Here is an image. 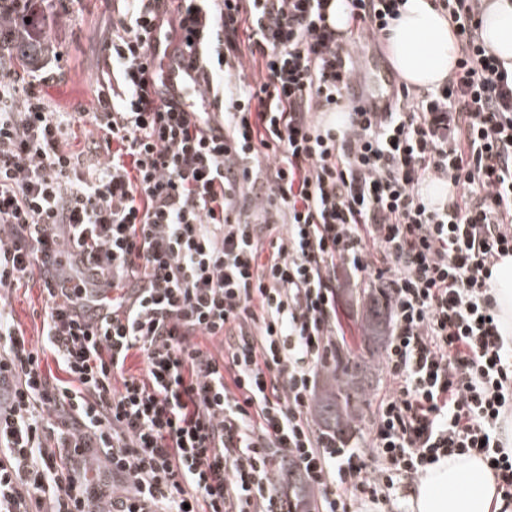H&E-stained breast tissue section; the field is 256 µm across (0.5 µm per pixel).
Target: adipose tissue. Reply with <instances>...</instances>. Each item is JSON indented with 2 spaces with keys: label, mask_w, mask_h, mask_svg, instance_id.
Masks as SVG:
<instances>
[{
  "label": "adipose tissue",
  "mask_w": 512,
  "mask_h": 512,
  "mask_svg": "<svg viewBox=\"0 0 512 512\" xmlns=\"http://www.w3.org/2000/svg\"><path fill=\"white\" fill-rule=\"evenodd\" d=\"M483 39L496 56L512 61V0H486ZM388 60L404 83L427 88L448 78L457 55L448 19L433 0H404L385 40ZM492 286L502 336L512 339V256L493 270ZM494 475L480 457H443L431 465L409 496L410 512H494Z\"/></svg>",
  "instance_id": "adipose-tissue-1"
}]
</instances>
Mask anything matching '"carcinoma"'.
Returning <instances> with one entry per match:
<instances>
[{"label":"carcinoma","mask_w":512,"mask_h":512,"mask_svg":"<svg viewBox=\"0 0 512 512\" xmlns=\"http://www.w3.org/2000/svg\"><path fill=\"white\" fill-rule=\"evenodd\" d=\"M54 0H0V44L8 41L15 49V60L23 70L39 66L52 50V44L42 35V22ZM30 22H25V19ZM363 329L361 342L367 355L352 358L340 351L328 367L324 389L317 399L323 425L343 437L351 431L361 416L360 398L366 384L376 371L375 352L383 347L389 330L386 303L374 290L363 291L361 306ZM296 494L289 495L294 512H313L312 493L293 485Z\"/></svg>","instance_id":"obj_1"}]
</instances>
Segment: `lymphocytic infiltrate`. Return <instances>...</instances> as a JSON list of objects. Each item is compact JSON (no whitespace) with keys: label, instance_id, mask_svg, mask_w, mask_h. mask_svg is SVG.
I'll return each mask as SVG.
<instances>
[{"label":"lymphocytic infiltrate","instance_id":"obj_1","mask_svg":"<svg viewBox=\"0 0 512 512\" xmlns=\"http://www.w3.org/2000/svg\"><path fill=\"white\" fill-rule=\"evenodd\" d=\"M329 2L121 0L91 112L0 70V295L35 274L45 297L43 347L0 312V512H288L291 468L315 512H356L443 456L480 457L512 499L490 294L512 255V65L484 45L483 0H436L447 81L365 111L358 60L402 0H349L356 39ZM343 105V130L322 123ZM74 120L102 141L64 150ZM345 281L390 317L363 449L311 417ZM335 2V11L329 13L328 23L335 24L336 30L344 36L347 35L350 28V10L347 0H333ZM355 22L352 20L350 34L348 37L356 36Z\"/></svg>","mask_w":512,"mask_h":512}]
</instances>
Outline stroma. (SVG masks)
I'll return each mask as SVG.
<instances>
[{
    "instance_id": "stroma-1",
    "label": "stroma",
    "mask_w": 512,
    "mask_h": 512,
    "mask_svg": "<svg viewBox=\"0 0 512 512\" xmlns=\"http://www.w3.org/2000/svg\"><path fill=\"white\" fill-rule=\"evenodd\" d=\"M113 16L112 0H56L43 26L54 52L32 72L54 110H93L106 68L103 44L112 30ZM0 307L32 345H41L44 297L38 279H22Z\"/></svg>"
}]
</instances>
